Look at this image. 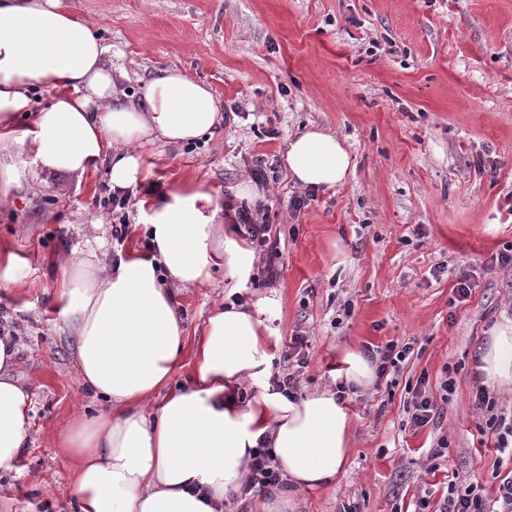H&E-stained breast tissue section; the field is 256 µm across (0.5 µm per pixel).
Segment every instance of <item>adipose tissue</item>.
Segmentation results:
<instances>
[{"label":"adipose tissue","mask_w":512,"mask_h":512,"mask_svg":"<svg viewBox=\"0 0 512 512\" xmlns=\"http://www.w3.org/2000/svg\"><path fill=\"white\" fill-rule=\"evenodd\" d=\"M107 52L91 24L59 0H0V202L36 170L83 175L107 158L113 187H129L151 175L130 144L190 142L219 123L212 92L176 69L150 80L142 100L119 94ZM35 86L55 91L37 112ZM26 111L31 118L18 128ZM9 144L29 165L6 154ZM285 163L299 185L331 188L346 179L351 157L343 141L308 130L290 142ZM219 211L208 188L192 180L153 205V254L131 250L113 266L93 254L54 262V309L73 340L83 386L105 401L57 440L72 465L74 512H224L263 439L290 490L329 487L344 474L354 426L345 403L330 391L293 401L272 390L273 336L257 312H213L195 345L189 384H173L186 336L172 285L206 283L221 262L229 288L252 274V251L214 232ZM478 360L487 385L512 390V319L495 326ZM248 383L257 392L245 399ZM32 406L17 339L0 333V473L18 468Z\"/></svg>","instance_id":"ef3b65f1"}]
</instances>
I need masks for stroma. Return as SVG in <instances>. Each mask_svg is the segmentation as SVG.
Listing matches in <instances>:
<instances>
[{
	"label": "stroma",
	"mask_w": 512,
	"mask_h": 512,
	"mask_svg": "<svg viewBox=\"0 0 512 512\" xmlns=\"http://www.w3.org/2000/svg\"><path fill=\"white\" fill-rule=\"evenodd\" d=\"M109 47L119 92L139 99L158 71L178 69L207 85L221 120L212 134L132 149L151 165L113 207L103 187L110 164L78 177L41 172L0 205V242L21 262L16 288L0 289V327L16 331L19 364L33 394V425L18 473L1 480L11 512H67L71 470L57 437L99 406L82 385L71 338L50 312L52 258L96 253L116 263L127 249L150 253L148 211L188 178L219 207L262 202L282 253L274 269L255 262L243 297L262 304L278 340L271 374L288 370L291 336L309 343L296 398L335 389L340 348L394 339L412 353L397 370L360 388L345 475L298 492L287 512H439L449 475L499 485V453L481 444L472 392L476 356L512 311V268L491 259L512 247V0H61ZM317 128L344 140L345 182L316 190L301 210V186L285 169L290 141ZM269 165L254 182L256 159ZM128 233L112 244L113 225ZM479 285L452 304L463 268ZM223 269L173 294L188 341L228 304ZM451 370L447 413L423 427L409 413L418 379L436 390Z\"/></svg>",
	"instance_id": "stroma-1"
}]
</instances>
